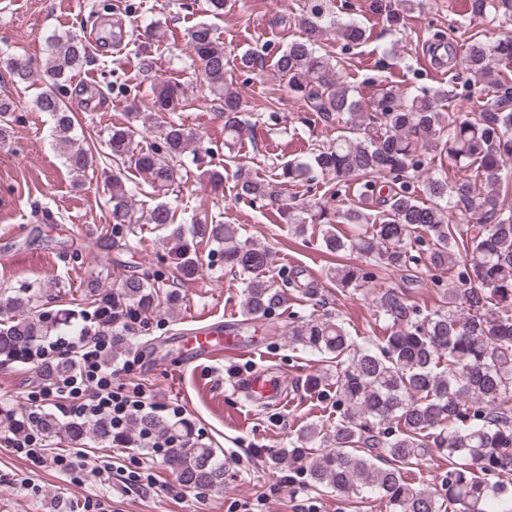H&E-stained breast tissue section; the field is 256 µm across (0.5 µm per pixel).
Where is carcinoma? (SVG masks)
<instances>
[{"mask_svg": "<svg viewBox=\"0 0 512 512\" xmlns=\"http://www.w3.org/2000/svg\"><path fill=\"white\" fill-rule=\"evenodd\" d=\"M336 0H307L289 18L302 36L288 43L276 61L277 75L289 92L310 111L336 124V137L315 149L305 161L284 163L274 177L255 178L245 164L236 166V196L252 201H278V187L311 186L326 178L324 194L335 197L351 182L361 200L343 209L320 201L297 209L283 203L295 233L320 224L323 253L351 257L327 269L326 277L341 294L374 295L376 321L386 334L361 345L344 323L314 312L288 322V345L320 357L321 373L306 385L318 391L336 378V427L309 423L288 439L278 460L300 464L313 488L347 496L374 493L387 512H512V208L500 198L512 191V37L485 41L465 39L461 63L475 76L464 98L486 100L481 112L448 119V90L415 94L397 84L382 85L364 102L348 82L344 60L322 52L324 35L332 33L349 51L367 41V30L355 17H341ZM465 16L512 24V0H465ZM198 76L220 102L224 143L242 140L250 127L233 75L225 63L224 43L212 24L198 22L188 33ZM46 66L25 59L1 57L14 83L40 81L35 107L53 119V136L65 164L75 173L92 166L91 145L73 135L75 118L68 100L71 75L90 62L87 43L77 34H52L45 40ZM264 55L250 50L238 67L263 72ZM186 106L179 86L154 83L152 111L132 107L131 121L110 129L106 147L110 160L145 175L159 191L178 184L179 167L188 149L198 151L200 138L166 113ZM148 126L154 139H139L135 122ZM446 154L460 174L453 180L431 174L422 180L410 172ZM125 175L108 178L112 223L104 239L119 246L129 242L142 224L167 231L173 266L147 269L121 280L110 293L90 283L88 299L97 324L112 332V357L129 345L133 324L162 303L173 304L172 283L194 281L204 266L194 248L199 239L224 266L242 276L241 308L246 320H261L282 299L267 275L269 251L242 238L241 228L221 215L190 217L191 227L177 221V208L160 202L136 210L137 186ZM428 196L422 202L418 192ZM353 224L346 236L338 225ZM427 243L434 282L448 277V304L422 310L398 288L376 289L381 274L421 283L420 256L414 246ZM32 295L20 288L0 292V363L26 361L30 347L42 336L75 318L70 310L35 312ZM73 368L58 360L39 369L44 378L65 376ZM47 431L78 443L137 444L135 431L150 429L176 439L167 465L189 488L224 485V463L215 451L190 438L188 422L171 423L140 415L130 433L115 436L109 421L42 420ZM448 458L441 490L417 484L412 468L431 450Z\"/></svg>", "mask_w": 512, "mask_h": 512, "instance_id": "cac0c4a2", "label": "carcinoma"}]
</instances>
